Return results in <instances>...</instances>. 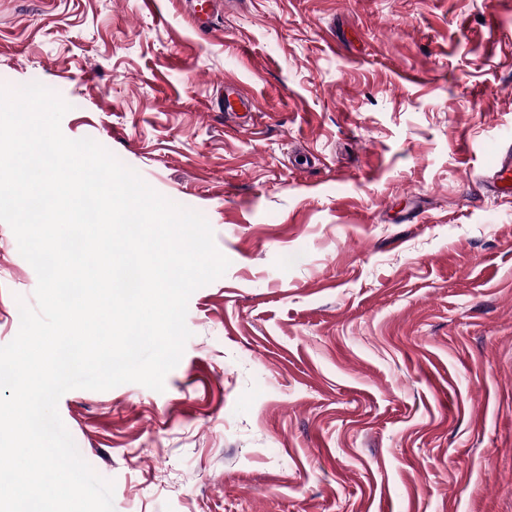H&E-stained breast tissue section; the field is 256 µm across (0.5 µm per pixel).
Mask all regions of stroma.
Instances as JSON below:
<instances>
[{"label":"stroma","mask_w":512,"mask_h":512,"mask_svg":"<svg viewBox=\"0 0 512 512\" xmlns=\"http://www.w3.org/2000/svg\"><path fill=\"white\" fill-rule=\"evenodd\" d=\"M32 82L230 261L163 391L59 400L114 512H512V0H0ZM36 285L0 223V346ZM221 112L227 116L237 115L239 112H253L254 100L244 94L232 84H224V99L217 103ZM512 144L500 146L498 163L494 171L485 181L489 191L500 196L512 193Z\"/></svg>","instance_id":"stroma-1"}]
</instances>
